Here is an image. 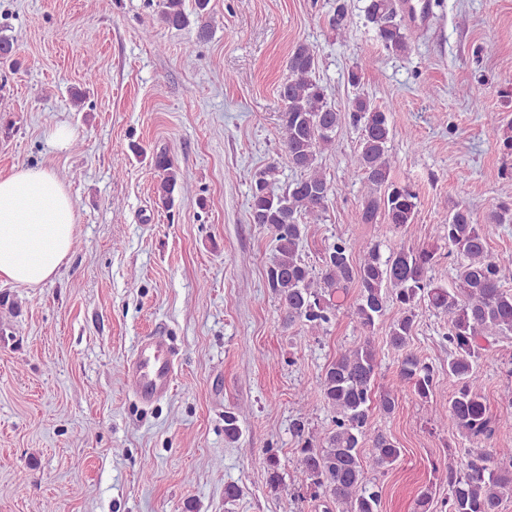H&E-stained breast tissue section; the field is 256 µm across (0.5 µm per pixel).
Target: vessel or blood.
<instances>
[{"instance_id": "obj_1", "label": "vessel or blood", "mask_w": 512, "mask_h": 512, "mask_svg": "<svg viewBox=\"0 0 512 512\" xmlns=\"http://www.w3.org/2000/svg\"><path fill=\"white\" fill-rule=\"evenodd\" d=\"M127 371L135 382L142 402L150 403L166 395L173 382L174 364L167 355L162 337H145L138 345Z\"/></svg>"}]
</instances>
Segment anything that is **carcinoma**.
<instances>
[{
    "label": "carcinoma",
    "instance_id": "cac0c4a2",
    "mask_svg": "<svg viewBox=\"0 0 512 512\" xmlns=\"http://www.w3.org/2000/svg\"><path fill=\"white\" fill-rule=\"evenodd\" d=\"M195 19L185 12L183 0H162L159 21L180 29L197 26L198 37L209 35L210 0H195ZM365 17L377 39L388 51H408L406 36L396 21L393 0H367ZM288 74L281 86L280 138L299 177L275 191L276 167L269 165L255 175L249 202L250 222L273 236L275 253L266 270L268 287L277 296L287 324L300 323L316 333L337 316V293L357 289L351 319L363 341L327 363L319 381V396L334 416L324 434L306 431L307 420L293 423L298 438L297 463L310 498L325 512H380L381 494L370 485L366 464L384 468L397 462L402 449L371 429L373 410L390 414L396 406L394 390L375 392L378 351L371 340L384 322L390 304L399 314L389 324V345L398 353V387L409 388L419 399L431 398L436 369L409 349L420 310L443 318V339L448 342V378L453 392L448 404L435 410L438 420L449 417L476 451L456 465L434 466V473L448 485V512H501L512 498V448H496L491 441L496 423L482 395L484 380L477 369L487 347L501 336L512 335V253H494L476 213L468 206L444 219L442 244L414 248L402 245L383 255L378 244L359 248L338 237L320 256L318 267L306 263L299 248L307 224L319 221L326 211L332 187L317 159L336 140L337 132H359L350 166L371 185L353 214L356 224L384 220L396 229L414 223L418 195L408 184L390 179L389 142L395 134L391 108L354 97L341 113L328 103L317 79L316 50L299 43L290 53ZM159 173L155 194L162 205L173 204L181 189L179 172L171 157H154ZM487 217L498 224L512 223V206L492 197ZM455 261L453 286L433 277L443 260ZM371 445V456L364 448Z\"/></svg>",
    "mask_w": 512,
    "mask_h": 512
}]
</instances>
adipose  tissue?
<instances>
[{"mask_svg": "<svg viewBox=\"0 0 512 512\" xmlns=\"http://www.w3.org/2000/svg\"><path fill=\"white\" fill-rule=\"evenodd\" d=\"M75 204L52 169L0 173V279L34 288L54 278L76 238Z\"/></svg>", "mask_w": 512, "mask_h": 512, "instance_id": "obj_1", "label": "adipose tissue"}]
</instances>
